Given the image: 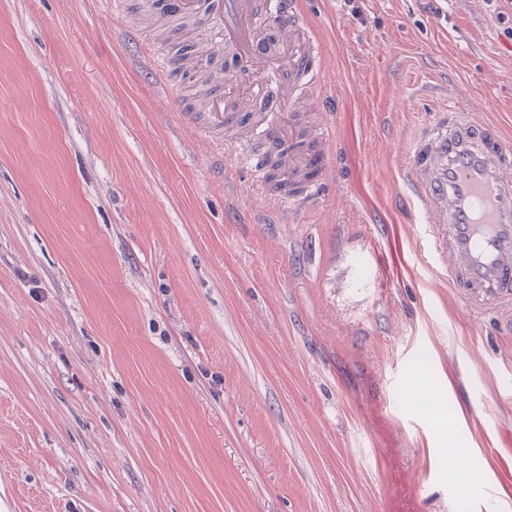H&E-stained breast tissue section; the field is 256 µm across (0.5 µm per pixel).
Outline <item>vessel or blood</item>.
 Segmentation results:
<instances>
[{
    "instance_id": "b4317fda",
    "label": "vessel or blood",
    "mask_w": 512,
    "mask_h": 512,
    "mask_svg": "<svg viewBox=\"0 0 512 512\" xmlns=\"http://www.w3.org/2000/svg\"><path fill=\"white\" fill-rule=\"evenodd\" d=\"M179 18H204L190 47L171 42L154 56L158 71L193 67L221 39L231 58L199 72L208 116L206 139L242 151L256 180L270 152L308 135L315 153L290 152L280 202L302 207L316 198L332 131L327 120L303 128L295 107L321 88L322 46L299 0H164ZM316 177H308L309 169ZM403 185L430 229V248L448 283L473 311L512 307V140L501 125L461 107L447 94L417 131L402 169Z\"/></svg>"
}]
</instances>
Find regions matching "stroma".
<instances>
[{
    "label": "stroma",
    "mask_w": 512,
    "mask_h": 512,
    "mask_svg": "<svg viewBox=\"0 0 512 512\" xmlns=\"http://www.w3.org/2000/svg\"><path fill=\"white\" fill-rule=\"evenodd\" d=\"M112 2L0 0V512H512V309L399 177L417 86L512 130V5L301 0L334 134L292 212Z\"/></svg>",
    "instance_id": "1"
}]
</instances>
